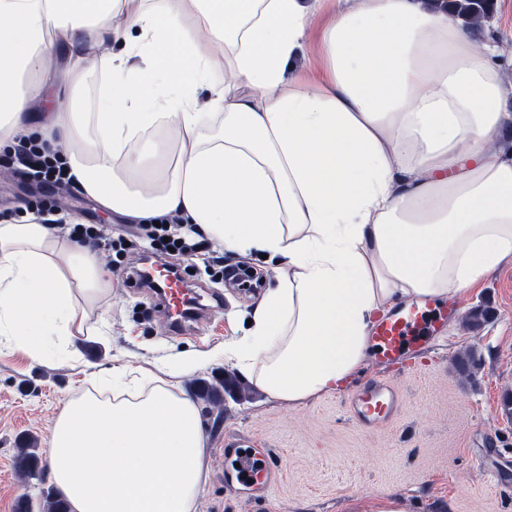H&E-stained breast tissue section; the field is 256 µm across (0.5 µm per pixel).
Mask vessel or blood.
<instances>
[{"instance_id":"1","label":"vessel or blood","mask_w":512,"mask_h":512,"mask_svg":"<svg viewBox=\"0 0 512 512\" xmlns=\"http://www.w3.org/2000/svg\"><path fill=\"white\" fill-rule=\"evenodd\" d=\"M137 281H155V291L161 319L173 330L179 331L198 319L204 310V297L194 289L173 280L166 261L154 260L150 267L137 272ZM426 303H414L394 317L380 321L371 341L379 358L390 365L404 367L408 351L425 343L435 329ZM402 406V397L394 383L386 378L371 379L350 399L352 420L371 429L394 419ZM236 466L231 474L240 484L252 490H264L272 479L268 456L250 448L236 455Z\"/></svg>"}]
</instances>
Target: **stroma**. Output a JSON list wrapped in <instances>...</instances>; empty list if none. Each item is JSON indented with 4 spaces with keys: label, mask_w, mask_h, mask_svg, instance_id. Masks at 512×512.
I'll return each mask as SVG.
<instances>
[{
    "label": "stroma",
    "mask_w": 512,
    "mask_h": 512,
    "mask_svg": "<svg viewBox=\"0 0 512 512\" xmlns=\"http://www.w3.org/2000/svg\"><path fill=\"white\" fill-rule=\"evenodd\" d=\"M36 203L98 225L106 241L141 232L127 218L103 212L81 190L36 186L0 160V215L18 218ZM139 255L127 250L120 266L111 267L105 251L95 250L111 292L90 311L88 335L69 350L33 362L0 347V512H19L24 497L38 507L42 488L53 484L49 478L20 480L14 465L19 437L44 443L65 399L104 388L113 369L122 367L167 380L192 399L201 382L216 388L218 398L201 418L209 481L196 512H347L348 500L361 491L401 496L409 512H512V418L502 410L503 395L512 393V267L449 302L439 342L413 355L408 371L372 358L349 387L291 404L268 398L224 360L225 342L244 334L285 263L225 253V265L243 264L254 273L252 287L242 288L207 273L202 260L175 257L195 285L222 294L223 303L197 327L171 335L149 297L126 284L123 270ZM477 308L488 316L469 325ZM470 348L479 363L465 373L458 359ZM190 359L203 360L204 368L186 369ZM377 376L394 381L405 405L392 423L367 433L351 420L348 402ZM240 440L274 460V479L263 495L224 479V456Z\"/></svg>",
    "instance_id": "1"
}]
</instances>
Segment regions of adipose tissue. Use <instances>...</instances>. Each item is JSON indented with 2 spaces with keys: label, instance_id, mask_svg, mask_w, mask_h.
Masks as SVG:
<instances>
[{
  "label": "adipose tissue",
  "instance_id": "ef3b65f1",
  "mask_svg": "<svg viewBox=\"0 0 512 512\" xmlns=\"http://www.w3.org/2000/svg\"><path fill=\"white\" fill-rule=\"evenodd\" d=\"M322 13L329 74L310 92L288 63ZM93 47L101 93L80 112ZM61 51L67 93L34 111L28 76ZM510 100L512 41L474 50L445 0H0V150L49 142L113 213L286 259L224 357L292 404L350 384L397 304L512 266ZM166 123L180 147L163 156L145 133ZM110 288L86 244L0 221V337L31 360L68 350ZM205 448L190 398L120 378L67 398L45 441L72 512H196Z\"/></svg>",
  "mask_w": 512,
  "mask_h": 512
}]
</instances>
